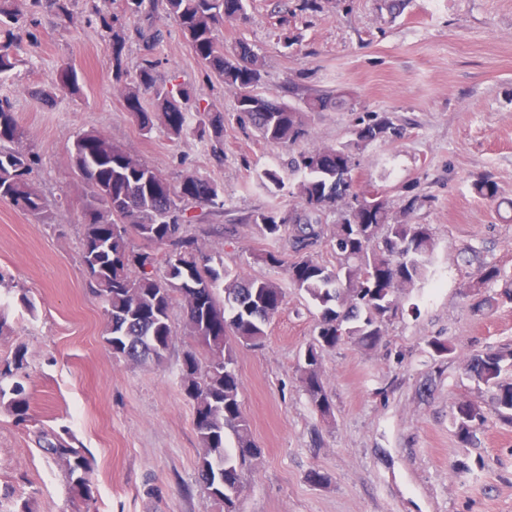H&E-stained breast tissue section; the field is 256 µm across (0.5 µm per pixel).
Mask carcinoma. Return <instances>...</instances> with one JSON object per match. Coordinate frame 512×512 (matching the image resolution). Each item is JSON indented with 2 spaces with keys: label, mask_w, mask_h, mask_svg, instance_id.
Wrapping results in <instances>:
<instances>
[{
  "label": "carcinoma",
  "mask_w": 512,
  "mask_h": 512,
  "mask_svg": "<svg viewBox=\"0 0 512 512\" xmlns=\"http://www.w3.org/2000/svg\"><path fill=\"white\" fill-rule=\"evenodd\" d=\"M144 0H121L112 11V0H87L88 21L106 34L112 44V81L125 101H142L148 95L151 107L130 111L139 130L150 133L164 126L176 138L197 137L214 153L223 151L224 113L197 112L189 122L191 91L180 84L160 82L157 62L151 53L160 33L143 25ZM70 0H31L23 12L11 0H0V74L16 68V50L24 37L34 36L38 15L70 16ZM247 0H165V11L202 62L209 77L239 91L236 112L239 121L251 126L267 143L290 146L308 139L303 113L285 103L255 95L250 88L261 79L262 63L252 45L240 40L229 49L219 30L226 21L246 15ZM142 42L145 55L133 70L124 59L129 31ZM60 85L72 94L80 91L77 73L64 64L58 69ZM345 104L344 96L317 93L307 99L312 112H328ZM399 133L393 119L374 115L362 119L355 139L330 147L303 148L286 168H268L258 179L268 189H284L298 199L288 218L278 207L258 209L247 221L271 239L288 237L293 260L278 252L263 251L254 258L286 271L290 284L304 292L317 309V336L298 358L299 381L314 410L322 417L333 412V402L321 375V357L340 342L336 320L345 335L366 348L376 347L385 327L400 306L396 290L413 288L431 272L434 241L423 224H409L393 215L378 189L345 181L341 172L356 154L373 143L388 142ZM25 130L19 125L12 103L0 99V201L39 219H50L47 199L32 174L38 155L23 146ZM70 162L86 200L81 212L80 264L88 275L87 287L102 305L106 319L105 341L119 358L139 365L161 363L175 335L173 312L184 314V330L197 348L183 353L181 386L193 406L194 425L201 453L197 466L199 483L224 512H237L243 479L261 449L239 401L241 380L236 370L239 347H259L265 328L284 305L286 293L277 283L234 274L224 260L204 248L206 215L224 214V188L192 173L180 183L167 182L155 168L117 144L102 131L87 130L76 136ZM298 180L286 185L288 175ZM482 199H497V185L489 176L472 184ZM376 197L366 224L361 214L347 209L328 232L324 216L336 212V195ZM208 208V214H193L189 205ZM104 224L116 227L108 238L99 234ZM329 242L335 263L327 265L315 256L322 241ZM164 247L162 256L142 245ZM480 284L505 280L508 275L495 263L480 262ZM512 304V285L495 295L482 297L475 309L482 312L499 304ZM25 354L0 361V407L20 425L29 421V403L23 380ZM512 348L471 355L467 372L477 383L493 391L500 420L512 423ZM487 421L472 402L456 405L453 423L462 445ZM36 443L43 454L57 463L69 485L82 497L85 512H92L95 497L88 478L87 458L82 448L70 445L53 431L40 430Z\"/></svg>",
  "instance_id": "carcinoma-1"
}]
</instances>
